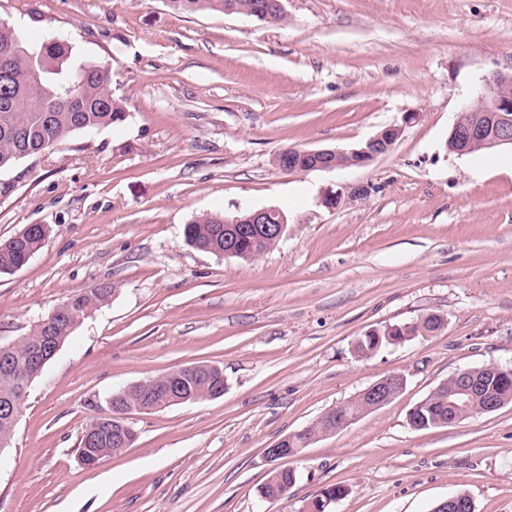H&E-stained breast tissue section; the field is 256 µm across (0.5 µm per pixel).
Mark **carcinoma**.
<instances>
[{"label":"carcinoma","instance_id":"obj_1","mask_svg":"<svg viewBox=\"0 0 512 512\" xmlns=\"http://www.w3.org/2000/svg\"><path fill=\"white\" fill-rule=\"evenodd\" d=\"M183 14L201 11L224 13L235 9L260 22H278L284 9L278 0H166ZM126 114L123 100L112 93V67L108 63L77 61L72 46L59 39L38 45L27 43L19 28L10 36L0 32V170L11 168L21 160L66 142L73 135L112 126ZM185 243L212 253L224 250V216L206 213L184 226ZM44 233L37 225H27L18 234L0 241V274H10L25 266L41 249ZM271 248L267 240H250L241 248L239 259H253ZM115 285L100 283L96 287L71 294L62 301L64 313L50 323L35 325L29 340L45 345L47 352L62 347L88 313L105 302ZM441 315L430 313L413 323L384 325L369 330L355 345L359 356L372 355L390 345L415 336L440 331ZM184 379L199 397L212 387L213 374L202 368L188 369ZM448 381L440 383L407 414L416 430L436 428L437 418L448 416ZM26 392L14 375L0 370V402L7 398L25 400ZM297 474L288 469L281 478L262 487L263 497L279 499L288 495ZM346 488L338 485L324 489L307 505L308 512H332L333 503L342 499Z\"/></svg>","mask_w":512,"mask_h":512}]
</instances>
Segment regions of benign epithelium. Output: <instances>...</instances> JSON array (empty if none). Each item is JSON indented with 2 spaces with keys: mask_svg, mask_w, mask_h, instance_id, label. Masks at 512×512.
Here are the masks:
<instances>
[{
  "mask_svg": "<svg viewBox=\"0 0 512 512\" xmlns=\"http://www.w3.org/2000/svg\"><path fill=\"white\" fill-rule=\"evenodd\" d=\"M402 127H387L358 148L349 149H301L288 148L289 169L295 172H309L313 170H332L339 167H359L372 162L380 155L388 153L400 137ZM512 146V74L496 72L487 78L484 92L477 95L471 102L463 106L457 116L448 138L447 148L458 155L473 153L482 148ZM227 234L224 235V255H239L241 243L254 234H261L273 242L281 240L286 224L281 212L275 208L257 210L251 214L247 223L238 219L224 220ZM26 340L21 336L16 341L0 348V367L7 372L14 370L10 357L13 349ZM456 383L448 391V424L455 425L465 420L464 408L474 398L484 400L486 412H495L505 405L507 400L499 396L494 389L481 377L471 374L467 370L455 373ZM164 380L168 385L174 386L165 400L154 409H165L172 405L183 403L189 399L195 400L197 396L183 394V384L179 376L162 374L138 382L146 386L156 381ZM405 378L399 373H391L362 390L358 397L371 402L370 409H376L395 398L404 388ZM133 386L123 389L121 397L125 398V405L110 404V415L121 420L120 429L112 437L113 443L120 445L126 442V435L133 428L126 423V419L135 411L143 410L140 401L129 398ZM289 439L283 437L266 449V456L272 461L285 460L298 455L299 449L288 447ZM108 448L79 449L78 462L85 468L97 466L102 459L109 456Z\"/></svg>",
  "mask_w": 512,
  "mask_h": 512,
  "instance_id": "benign-epithelium-1",
  "label": "benign epithelium"
}]
</instances>
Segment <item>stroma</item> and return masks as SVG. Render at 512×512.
Segmentation results:
<instances>
[{
	"mask_svg": "<svg viewBox=\"0 0 512 512\" xmlns=\"http://www.w3.org/2000/svg\"><path fill=\"white\" fill-rule=\"evenodd\" d=\"M284 7L263 23L166 0H0L28 42L59 35L110 62L128 112L0 171V240L47 228L0 274V344L68 295L117 286L31 384L0 452V512H305L332 485L348 490L333 512H433L460 491L475 512H512V404L407 422L457 371L512 365V177L494 168L512 148H447L463 103L512 72V0ZM392 125L400 138L367 165L276 164ZM264 208L288 224L254 259L184 241L193 216ZM428 313L441 331L356 355L370 329ZM189 364L219 366L223 396L133 413V448L79 464L114 392ZM392 372L406 384L391 402L288 459L287 497H262L266 448Z\"/></svg>",
	"mask_w": 512,
	"mask_h": 512,
	"instance_id": "1",
	"label": "stroma"
}]
</instances>
